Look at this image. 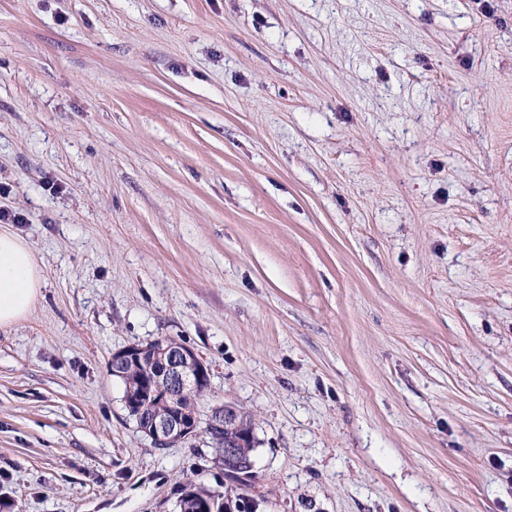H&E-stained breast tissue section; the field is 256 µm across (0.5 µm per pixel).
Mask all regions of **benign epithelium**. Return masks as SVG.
Returning a JSON list of instances; mask_svg holds the SVG:
<instances>
[{"instance_id":"benign-epithelium-1","label":"benign epithelium","mask_w":512,"mask_h":512,"mask_svg":"<svg viewBox=\"0 0 512 512\" xmlns=\"http://www.w3.org/2000/svg\"><path fill=\"white\" fill-rule=\"evenodd\" d=\"M140 370L139 393L123 398L124 407L136 415L139 429L157 448L186 442L198 433L195 414L180 405L183 393L209 385V369L188 346L158 338L145 345L130 344L112 354L111 370ZM166 402L169 409L157 411L156 403ZM242 412L224 404L210 420V426L222 430L237 424Z\"/></svg>"}]
</instances>
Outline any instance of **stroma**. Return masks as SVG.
<instances>
[{"mask_svg":"<svg viewBox=\"0 0 512 512\" xmlns=\"http://www.w3.org/2000/svg\"><path fill=\"white\" fill-rule=\"evenodd\" d=\"M0 512L227 481L110 372L166 336L256 512H512V0H0ZM43 286V273L30 246L13 231L0 228V329L30 313ZM215 412L216 414L210 420V426L217 430L227 429L229 426L236 425L241 418L244 420L246 426L245 430L251 432L252 438L246 441V448H241V451L245 462L249 460L253 462V452L256 442L252 420L246 414L242 417L243 413L232 404L224 403V407L219 408V410Z\"/></svg>","mask_w":512,"mask_h":512,"instance_id":"1","label":"stroma"}]
</instances>
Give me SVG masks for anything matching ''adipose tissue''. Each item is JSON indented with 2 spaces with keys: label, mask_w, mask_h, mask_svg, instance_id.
Listing matches in <instances>:
<instances>
[{
  "label": "adipose tissue",
  "mask_w": 512,
  "mask_h": 512,
  "mask_svg": "<svg viewBox=\"0 0 512 512\" xmlns=\"http://www.w3.org/2000/svg\"><path fill=\"white\" fill-rule=\"evenodd\" d=\"M43 286V273L30 246L13 231L0 228V329L30 313Z\"/></svg>",
  "instance_id": "obj_1"
}]
</instances>
